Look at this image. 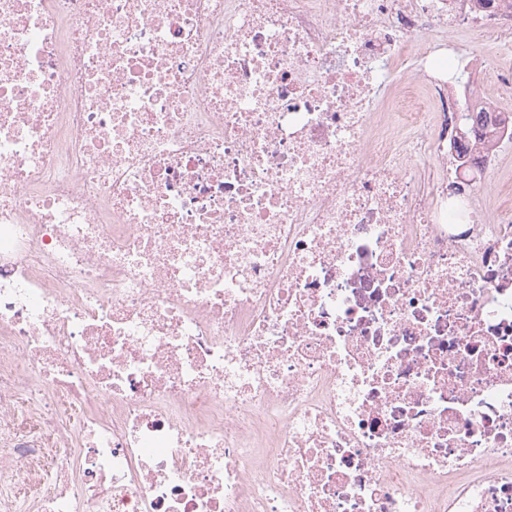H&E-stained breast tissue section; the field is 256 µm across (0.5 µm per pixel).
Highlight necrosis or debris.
I'll return each mask as SVG.
<instances>
[{"label":"necrosis or debris","instance_id":"necrosis-or-debris-1","mask_svg":"<svg viewBox=\"0 0 512 512\" xmlns=\"http://www.w3.org/2000/svg\"><path fill=\"white\" fill-rule=\"evenodd\" d=\"M511 97L512 0H0V512H512ZM471 186L477 190V198L486 205L495 203L498 191L502 201L512 204V147L505 151L494 175L482 171Z\"/></svg>","mask_w":512,"mask_h":512}]
</instances>
